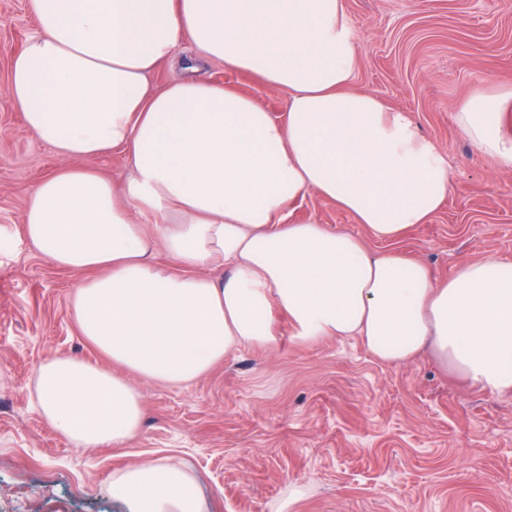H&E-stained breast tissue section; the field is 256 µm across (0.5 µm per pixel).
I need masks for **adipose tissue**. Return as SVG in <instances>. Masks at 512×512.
<instances>
[{"mask_svg":"<svg viewBox=\"0 0 512 512\" xmlns=\"http://www.w3.org/2000/svg\"><path fill=\"white\" fill-rule=\"evenodd\" d=\"M35 32L6 91L25 127L61 161L33 190L26 241L83 274L71 311L116 375L74 356L44 362L36 405L77 444L122 446L145 405L126 380L189 384L242 349L359 338L388 364L430 352L470 384L512 391V265L497 256L437 280L423 263L296 221L307 194L335 202L381 240L446 202L443 152L409 117L353 90L357 40L344 0H26ZM188 44L285 92V122L233 87L150 76ZM512 81L455 112L478 154L512 171L503 115ZM120 184L93 166L107 153ZM165 261H158V254ZM132 512H202L193 478L148 460L115 471ZM93 164L102 175L117 183L122 182L129 172L124 159L112 153L97 158Z\"/></svg>","mask_w":512,"mask_h":512,"instance_id":"obj_1","label":"adipose tissue"}]
</instances>
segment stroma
I'll return each instance as SVG.
<instances>
[{"mask_svg": "<svg viewBox=\"0 0 512 512\" xmlns=\"http://www.w3.org/2000/svg\"><path fill=\"white\" fill-rule=\"evenodd\" d=\"M356 30L352 88L405 113L446 156L447 201L398 241L376 239L335 203L307 195L317 220L393 249L445 279L492 253L512 263V173L459 131L460 99L512 78V0H345ZM35 31L26 0H0V512H130L116 469L183 465L203 512H512V391L492 393L430 355L378 361L360 339L297 344L287 321L268 353L229 354L187 386L129 381L144 400L140 436L84 448L53 431L33 396L38 366L69 354L119 373L70 313L79 273L55 266L22 227L37 183L60 165L25 128L6 92L9 57ZM231 84L285 121L283 91L220 65Z\"/></svg>", "mask_w": 512, "mask_h": 512, "instance_id": "1", "label": "stroma"}]
</instances>
